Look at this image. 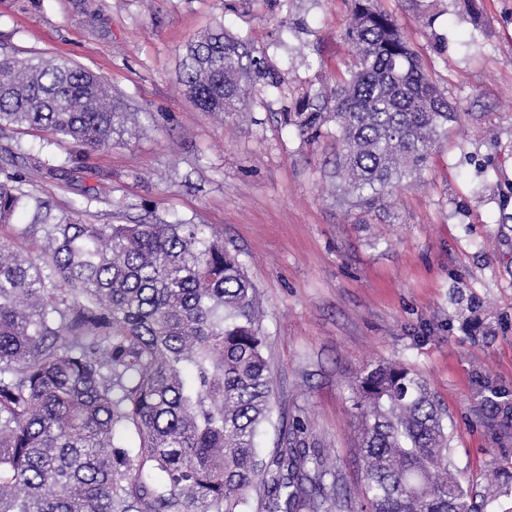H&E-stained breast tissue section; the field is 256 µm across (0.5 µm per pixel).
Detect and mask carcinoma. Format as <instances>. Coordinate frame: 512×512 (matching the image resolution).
<instances>
[{"label":"carcinoma","instance_id":"cac0c4a2","mask_svg":"<svg viewBox=\"0 0 512 512\" xmlns=\"http://www.w3.org/2000/svg\"><path fill=\"white\" fill-rule=\"evenodd\" d=\"M347 35L356 69L285 116L310 138L336 124V178L372 211L420 178L458 112L372 0H354ZM182 83L201 111L229 113L277 79L218 23L186 45ZM125 115L80 66L0 54V131L49 130L98 150ZM16 183L0 179V512H246L252 489L262 512H329L333 501L354 512L339 471L299 438L303 422L269 462L258 457L273 380L253 287L210 226L85 224ZM28 209L30 223L12 224ZM458 317L474 338L494 331L475 296ZM475 383L489 413L512 422V391ZM350 391L369 512H477L449 469L448 412L418 373L370 365Z\"/></svg>","mask_w":512,"mask_h":512}]
</instances>
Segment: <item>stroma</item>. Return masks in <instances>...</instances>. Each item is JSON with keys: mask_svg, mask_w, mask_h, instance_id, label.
<instances>
[{"mask_svg": "<svg viewBox=\"0 0 512 512\" xmlns=\"http://www.w3.org/2000/svg\"><path fill=\"white\" fill-rule=\"evenodd\" d=\"M461 116L433 147L419 185L366 214L333 174L336 126L308 139L283 114L353 69L351 0H0V53L63 57L102 76L135 118L108 150L81 153L41 130L0 131L4 172L90 224H208L255 289L274 383L257 438L270 460L293 420L359 489L348 382L400 363L448 409L454 473L512 471V427L495 425L476 373L512 390V0H377ZM223 22L279 71L280 88L240 112H203L180 81L183 46ZM78 158L71 177L50 167ZM477 295L495 334L466 336L449 301Z\"/></svg>", "mask_w": 512, "mask_h": 512, "instance_id": "stroma-1", "label": "stroma"}]
</instances>
